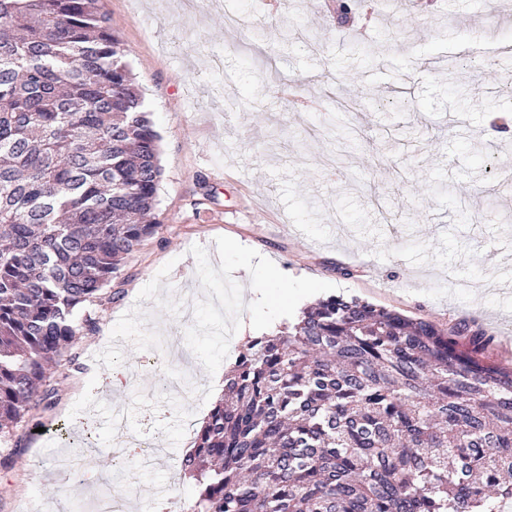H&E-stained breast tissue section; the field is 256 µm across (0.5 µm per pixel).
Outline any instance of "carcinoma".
Returning <instances> with one entry per match:
<instances>
[{"label": "carcinoma", "instance_id": "carcinoma-1", "mask_svg": "<svg viewBox=\"0 0 512 512\" xmlns=\"http://www.w3.org/2000/svg\"><path fill=\"white\" fill-rule=\"evenodd\" d=\"M162 177L99 0H0V434L96 330L75 312L156 234ZM486 346L342 296L248 340L181 460L190 512H502L512 368Z\"/></svg>", "mask_w": 512, "mask_h": 512}]
</instances>
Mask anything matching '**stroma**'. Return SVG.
<instances>
[{
    "label": "stroma",
    "mask_w": 512,
    "mask_h": 512,
    "mask_svg": "<svg viewBox=\"0 0 512 512\" xmlns=\"http://www.w3.org/2000/svg\"><path fill=\"white\" fill-rule=\"evenodd\" d=\"M160 136L159 227L81 315L96 332L50 369L51 408L0 438V512H81L104 481L130 512L196 496L182 421L213 405L248 317L272 335L319 299L355 297L479 326L512 363V0H102ZM132 378L103 391L112 366ZM164 455L116 468L108 417ZM67 423L96 447L64 445ZM85 480L72 488L61 454Z\"/></svg>",
    "instance_id": "obj_1"
}]
</instances>
